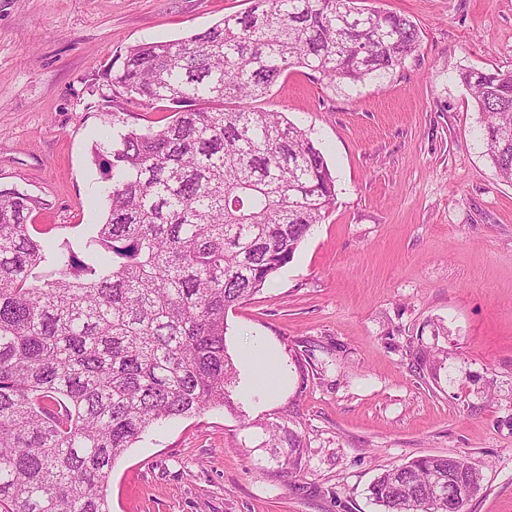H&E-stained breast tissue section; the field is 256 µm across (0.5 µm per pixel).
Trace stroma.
<instances>
[{
  "label": "stroma",
  "instance_id": "obj_1",
  "mask_svg": "<svg viewBox=\"0 0 512 512\" xmlns=\"http://www.w3.org/2000/svg\"><path fill=\"white\" fill-rule=\"evenodd\" d=\"M360 5L409 17L420 48L380 84L333 87L297 67L254 100L309 132L335 202L225 317L235 410L149 428L112 470V512H381L374 478L421 455L479 472L462 512H512V183L460 80L512 72V0ZM249 6L0 0V187L40 199L43 241L82 250L106 208L97 151L166 117L103 85L102 66ZM253 336L286 371L268 400L249 388Z\"/></svg>",
  "mask_w": 512,
  "mask_h": 512
}]
</instances>
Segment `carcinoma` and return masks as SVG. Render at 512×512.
<instances>
[{
	"mask_svg": "<svg viewBox=\"0 0 512 512\" xmlns=\"http://www.w3.org/2000/svg\"><path fill=\"white\" fill-rule=\"evenodd\" d=\"M419 46L411 19L357 0H251L99 73L170 115L118 134L83 259L31 235L41 201L0 189V512H111L114 464L149 427L234 408L225 315L293 259L336 196L309 133L250 101L296 66L329 84L379 83ZM460 79L512 183V72ZM454 460L388 469L371 497L383 512H424Z\"/></svg>",
	"mask_w": 512,
	"mask_h": 512,
	"instance_id": "1",
	"label": "carcinoma"
}]
</instances>
